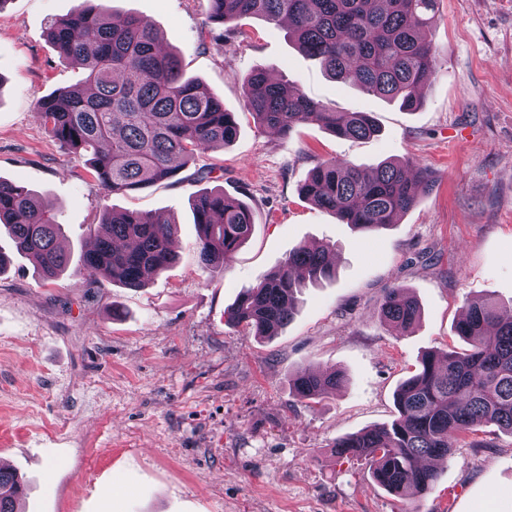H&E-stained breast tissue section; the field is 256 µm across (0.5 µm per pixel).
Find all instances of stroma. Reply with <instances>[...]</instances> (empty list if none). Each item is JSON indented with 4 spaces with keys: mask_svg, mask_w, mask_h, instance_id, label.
<instances>
[{
    "mask_svg": "<svg viewBox=\"0 0 512 512\" xmlns=\"http://www.w3.org/2000/svg\"><path fill=\"white\" fill-rule=\"evenodd\" d=\"M79 3L0 8V180L54 205L72 262L42 281L0 235L12 257L0 273V464L25 481L24 512H512V433L496 426H479L438 462L422 495L387 491L366 461L332 450L392 420L395 390L426 352L468 349L455 333L466 301L512 305V0H439L438 62L414 112L329 78L287 27L207 22V0H105L113 17L151 24L240 125L230 146L176 180L113 196L35 112L38 99L85 76L46 35ZM256 69L327 108L372 113L380 135L349 140L315 123L284 139L260 130L243 97ZM407 154L437 180L386 229L360 231L300 197L317 161L369 169ZM202 190L254 214L251 237L219 272L195 259L191 199ZM107 208L175 224L177 260L147 288L76 275ZM303 244L329 246L335 278L305 288L274 339L227 325L239 292ZM396 286L421 308L404 335L378 317ZM303 368L345 381L302 402L289 378Z\"/></svg>",
    "mask_w": 512,
    "mask_h": 512,
    "instance_id": "1",
    "label": "stroma"
}]
</instances>
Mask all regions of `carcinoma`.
Wrapping results in <instances>:
<instances>
[{
    "mask_svg": "<svg viewBox=\"0 0 512 512\" xmlns=\"http://www.w3.org/2000/svg\"><path fill=\"white\" fill-rule=\"evenodd\" d=\"M209 19L223 25L245 17L270 24L288 21L298 48L333 77L415 111L437 64L429 39L438 0H208ZM48 35L66 59L86 70L85 85L63 88L37 101L35 112L52 138L74 154L89 156L92 176L112 195L174 178L179 167L208 150L230 145L239 133L235 113L202 83L183 76L180 60L162 52L157 32L128 16L116 25L98 0H82ZM244 108L260 128L288 135L299 123H316L336 136L364 139L378 132L364 112L329 110L300 90L263 71L246 80ZM435 182L432 172L408 155L386 159L367 173L345 161H320L301 186V196L362 231L398 222L416 203V187ZM198 229L199 265L226 267L246 243L254 224L251 210L224 192H205L191 201ZM106 233L82 257L79 274L94 284L103 278L126 288H144L175 260V227L149 214L108 209ZM0 232L17 253L30 258L45 281L69 265L58 246L62 225L53 205L26 187L0 180ZM329 278L328 248L294 249L279 268L243 289L224 312L226 322L251 336L269 339L290 321L304 279ZM420 307L407 290L387 291L382 320L400 333L419 319ZM466 352L429 351L398 386L389 424L336 439L340 458L367 461L373 479L401 494H422L437 477L423 458L451 455L458 437L480 424L512 433V308L491 299L467 303L456 323ZM343 382L336 371H299L294 395L314 401ZM23 480L0 469V512H16Z\"/></svg>",
    "mask_w": 512,
    "mask_h": 512,
    "instance_id": "1",
    "label": "carcinoma"
}]
</instances>
